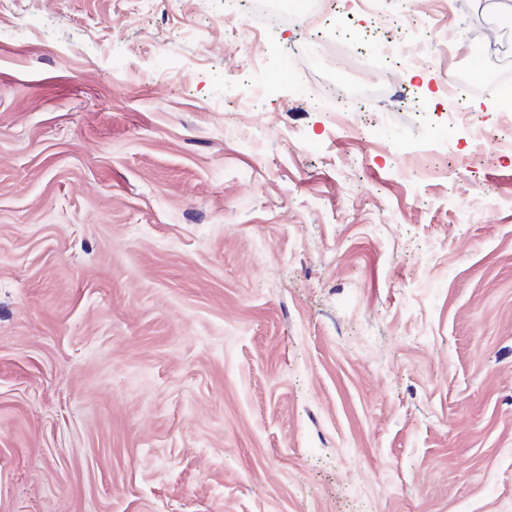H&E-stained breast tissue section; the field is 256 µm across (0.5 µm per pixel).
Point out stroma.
I'll list each match as a JSON object with an SVG mask.
<instances>
[{"instance_id":"obj_1","label":"stroma","mask_w":512,"mask_h":512,"mask_svg":"<svg viewBox=\"0 0 512 512\" xmlns=\"http://www.w3.org/2000/svg\"><path fill=\"white\" fill-rule=\"evenodd\" d=\"M494 2L0 10V512H512V152L440 108ZM249 2L252 7L246 3V8L241 9L237 15V22L241 26L248 27L251 25L252 20L256 17L257 9H259L260 13L270 12L272 15H291L294 11L293 5L291 1L288 0H262V1H245Z\"/></svg>"}]
</instances>
